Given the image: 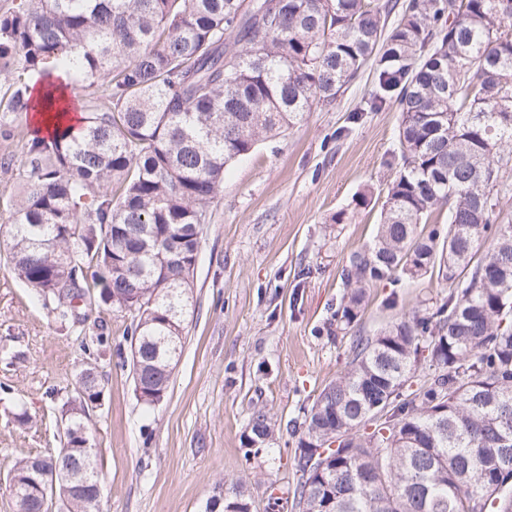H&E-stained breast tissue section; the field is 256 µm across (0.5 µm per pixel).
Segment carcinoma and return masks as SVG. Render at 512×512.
Returning a JSON list of instances; mask_svg holds the SVG:
<instances>
[{
    "instance_id": "1",
    "label": "carcinoma",
    "mask_w": 512,
    "mask_h": 512,
    "mask_svg": "<svg viewBox=\"0 0 512 512\" xmlns=\"http://www.w3.org/2000/svg\"><path fill=\"white\" fill-rule=\"evenodd\" d=\"M15 0L0 13V127L22 141L9 258L73 326L61 291L131 314L142 404L165 396L207 208L226 166L338 99L401 112L373 243L349 255L338 320L364 289L434 271L435 309L358 337L345 373L303 409L298 512H512V0ZM72 75L100 108L79 133L24 128L29 73ZM447 209V222L419 230ZM62 404L66 444L100 400L92 364ZM247 444L272 437L252 411ZM323 454H316L317 449ZM60 462L55 495L77 498ZM28 496L18 512H49ZM224 509L251 512L236 484Z\"/></svg>"
}]
</instances>
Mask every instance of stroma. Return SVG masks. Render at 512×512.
Returning <instances> with one entry per match:
<instances>
[{
  "label": "stroma",
  "mask_w": 512,
  "mask_h": 512,
  "mask_svg": "<svg viewBox=\"0 0 512 512\" xmlns=\"http://www.w3.org/2000/svg\"><path fill=\"white\" fill-rule=\"evenodd\" d=\"M374 87L365 66L336 101L227 166L188 291L182 351L149 409L126 363L130 314L92 305L78 334L10 268L7 216L23 156L21 142L0 133V512H17L7 489L16 463L62 448L61 406L89 358L102 388L88 416L100 512H224L217 499L227 482L242 487L253 512H267L269 496L287 497L299 478L293 424L343 375L356 337L448 293L435 274L384 280L368 288L356 323L336 321L347 292L341 271L377 231L401 119L394 106L353 119ZM368 185L369 205L355 206ZM340 211L344 222L333 223ZM101 334L105 343L86 355ZM257 405L275 437L252 454L247 423ZM20 406L28 421L15 419Z\"/></svg>",
  "instance_id": "stroma-1"
}]
</instances>
